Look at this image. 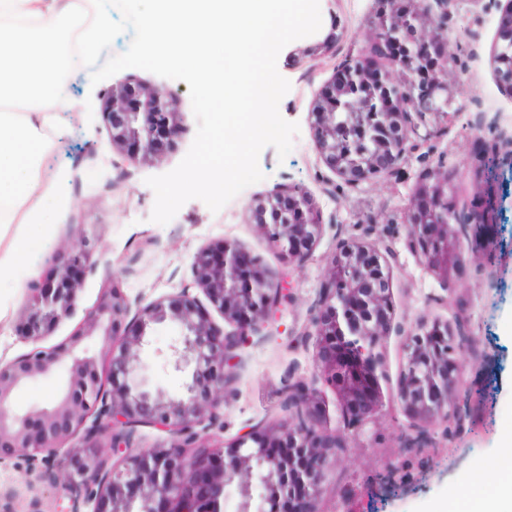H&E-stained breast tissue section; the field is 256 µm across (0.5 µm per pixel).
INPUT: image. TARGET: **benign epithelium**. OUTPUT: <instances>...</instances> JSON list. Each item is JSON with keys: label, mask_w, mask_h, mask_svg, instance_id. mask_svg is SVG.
I'll list each match as a JSON object with an SVG mask.
<instances>
[{"label": "benign epithelium", "mask_w": 512, "mask_h": 512, "mask_svg": "<svg viewBox=\"0 0 512 512\" xmlns=\"http://www.w3.org/2000/svg\"><path fill=\"white\" fill-rule=\"evenodd\" d=\"M413 2L402 0L397 18L382 17L370 34L369 53L383 41L402 51L384 57L375 73L360 62L339 67L312 112L320 154L350 183L390 175L414 146L418 124L447 114L448 53L428 93H415L414 74L422 43H446L434 32L459 0H433L422 12ZM492 57L499 82L512 91V5L500 14ZM101 113L112 147L130 162L161 159L186 127L173 94L135 79L112 90ZM448 191V175H433L408 203L411 248L426 271L444 281L460 273L461 237L481 224L473 209L461 216L448 208ZM255 212L268 243L288 258L304 259L322 232L315 201L296 186L272 189ZM97 264L93 252L72 246L53 274L27 282L21 331L33 348L0 363V462L18 453L41 457L48 464L45 476L66 494L67 512H223L231 488L237 512H283L295 493L294 512H322L316 505L336 466V449L347 447V439L324 427L315 381L334 389L351 419L382 406L381 348L392 312L379 251L347 242L334 253L312 320L317 373L311 382L298 378L284 387V417L251 425L210 449L204 439L224 422V388L240 367L241 351L253 337L271 335L288 303L284 281L259 257L216 240L197 254L193 282L177 293L141 300L134 310L111 282L86 310L80 331L39 346L75 307L83 275ZM195 289L229 328L211 320ZM158 325L177 333L164 361L190 378L181 397L150 386L142 373L139 351ZM92 338L101 345L96 353L85 345ZM468 354L470 337L461 322L422 323L405 344L398 397L407 424L383 455L389 472H399L404 457L432 447L435 421L464 425L476 394L459 370ZM60 369L67 377L53 402L25 412L14 408L17 389ZM144 425L166 438L141 445Z\"/></svg>", "instance_id": "benign-epithelium-1"}]
</instances>
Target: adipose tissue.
I'll use <instances>...</instances> for the list:
<instances>
[{
	"label": "adipose tissue",
	"mask_w": 512,
	"mask_h": 512,
	"mask_svg": "<svg viewBox=\"0 0 512 512\" xmlns=\"http://www.w3.org/2000/svg\"><path fill=\"white\" fill-rule=\"evenodd\" d=\"M112 39L107 0H0V224L42 223L69 80Z\"/></svg>",
	"instance_id": "adipose-tissue-1"
}]
</instances>
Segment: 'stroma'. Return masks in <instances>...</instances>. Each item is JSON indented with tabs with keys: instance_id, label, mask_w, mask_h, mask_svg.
Segmentation results:
<instances>
[{
	"instance_id": "stroma-1",
	"label": "stroma",
	"mask_w": 512,
	"mask_h": 512,
	"mask_svg": "<svg viewBox=\"0 0 512 512\" xmlns=\"http://www.w3.org/2000/svg\"><path fill=\"white\" fill-rule=\"evenodd\" d=\"M506 5L507 0H460L448 16L446 32L448 52L455 60L447 75L451 117L426 119L419 129L425 142L406 155L396 176L350 184L324 162L311 112L320 88L337 68L365 55L367 31L379 10L376 0H320V30L288 44L277 61L279 73L291 84L280 102V114L299 125L291 152L282 158L274 147H265L259 156L264 180L215 213L201 200H189L164 225L150 219L155 194L146 179L174 169L195 138L197 120L187 83L137 68L97 84L87 71L74 78L76 109L62 113L48 159L58 202L47 223L25 228L30 243L27 265L0 278V360L30 350L19 330L25 284L48 269L65 248L78 245L92 251L98 266L84 277L76 308L42 339L45 347L81 327L105 282L117 281L134 304L172 294L191 283L193 259L201 248L217 239L234 241L284 275L292 292L276 336L245 350L236 378L224 391L223 426L208 437L217 445L246 426L281 419L282 386L314 373L313 309L338 243L372 244L388 266L393 308L383 341V406L352 422L341 415L334 391L321 386L327 428L355 440L354 448L336 460L326 501L353 498L361 512H446L463 499L478 505L500 480L494 452L512 434V171L504 172L498 191L497 263L485 266L478 253L467 252L464 269L446 282L430 275L410 248L407 204L421 175L432 170L447 172L453 205L468 207L484 195L476 175L478 152L512 134V92L499 85L492 62L498 19ZM131 77L179 94L177 105L189 130L161 162L124 161L112 150L106 119L93 108L99 97ZM281 184L302 186L320 210L321 236L299 264L268 245L253 215L256 202ZM436 319L466 323L474 351L461 370L482 395L460 431L436 432L435 447L410 462L405 469L410 484H379L381 453L395 445L406 423L397 399L404 343L419 322ZM173 335L170 327H155L140 358L150 385L178 396L187 376L163 367L161 358ZM67 504L60 486L47 481L43 465L29 455L0 463V512H66Z\"/></svg>"
}]
</instances>
